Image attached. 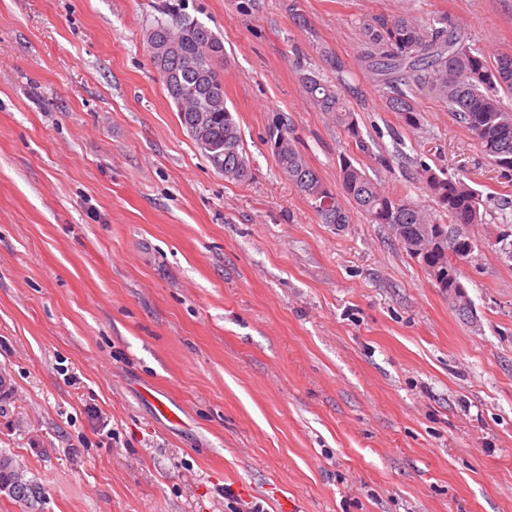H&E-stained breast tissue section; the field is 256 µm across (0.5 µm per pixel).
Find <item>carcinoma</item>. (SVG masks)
<instances>
[{
    "instance_id": "obj_1",
    "label": "carcinoma",
    "mask_w": 512,
    "mask_h": 512,
    "mask_svg": "<svg viewBox=\"0 0 512 512\" xmlns=\"http://www.w3.org/2000/svg\"><path fill=\"white\" fill-rule=\"evenodd\" d=\"M171 17L170 21L147 28L145 37L154 34L178 41L192 58V68H185L179 56L170 57L163 67L154 60L151 64L163 75L183 127H188V118L200 112L207 116L206 124L193 138L203 156L224 178L244 182L251 176L250 159L238 123L227 106L224 74L218 67L224 60V44L203 23L180 12L171 13ZM363 37L362 58L386 87L388 109L398 113L407 127L418 126L415 97L427 92L448 106L495 166L512 171V107L503 102V95L512 97V54H498L490 60L482 50L468 46L464 37L427 26L408 11L375 15L363 25ZM300 81L312 105L328 114L360 151H368L355 112L349 106L348 97L354 90L345 84L332 85L313 70L302 73ZM264 141L269 148H278L274 156L280 169L315 202L323 223H349L347 209L340 202L330 210L322 208L323 199H333L335 195L307 163L285 116L269 123ZM420 177L436 204L437 218L427 215L408 196L386 191L356 160L344 156L339 161L341 190L353 208L373 224H385L392 232L401 231L398 242L425 271L456 272L455 280L445 279L437 285L463 318L465 312L472 311V304L461 281L462 272L455 271V264L474 257L477 242L463 232V226L484 223L480 194L466 179L442 177L428 167L422 169ZM425 224L438 225L439 233L432 247L419 253L415 240ZM498 235L500 254L512 260V224L500 225ZM0 493L32 507L42 495L41 487L27 478L23 467L3 453Z\"/></svg>"
}]
</instances>
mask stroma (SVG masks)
<instances>
[{"mask_svg":"<svg viewBox=\"0 0 512 512\" xmlns=\"http://www.w3.org/2000/svg\"><path fill=\"white\" fill-rule=\"evenodd\" d=\"M241 3L0 0V452L42 489L0 512H512V173L432 95L404 125L358 59L363 21L409 9L512 53V0H300L303 27ZM169 4L224 43L248 182L149 61ZM332 56L368 152L302 90ZM277 114L333 193L345 155L426 210L421 166L468 179L472 321L387 226L322 222L264 142Z\"/></svg>","mask_w":512,"mask_h":512,"instance_id":"stroma-1","label":"stroma"}]
</instances>
